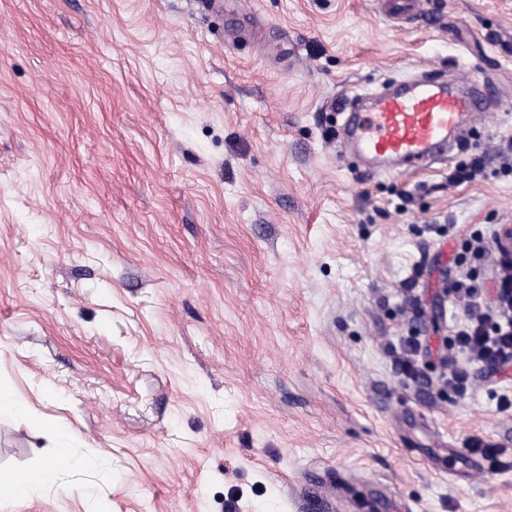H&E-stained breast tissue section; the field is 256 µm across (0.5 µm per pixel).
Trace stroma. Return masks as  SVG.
Listing matches in <instances>:
<instances>
[{
	"label": "stroma",
	"instance_id": "1",
	"mask_svg": "<svg viewBox=\"0 0 512 512\" xmlns=\"http://www.w3.org/2000/svg\"><path fill=\"white\" fill-rule=\"evenodd\" d=\"M238 7L0 0V471L77 461L0 512H512V369L447 384L512 225V0ZM429 72L495 101L445 159L339 152L340 99Z\"/></svg>",
	"mask_w": 512,
	"mask_h": 512
}]
</instances>
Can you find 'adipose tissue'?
<instances>
[{
	"instance_id": "1",
	"label": "adipose tissue",
	"mask_w": 512,
	"mask_h": 512,
	"mask_svg": "<svg viewBox=\"0 0 512 512\" xmlns=\"http://www.w3.org/2000/svg\"><path fill=\"white\" fill-rule=\"evenodd\" d=\"M56 438L57 445L53 454L43 467L0 475L1 502L26 498L33 488L53 485L61 473L74 467L70 434L60 430L57 431Z\"/></svg>"
}]
</instances>
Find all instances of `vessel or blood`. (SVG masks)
<instances>
[{"label": "vessel or blood", "mask_w": 512, "mask_h": 512, "mask_svg": "<svg viewBox=\"0 0 512 512\" xmlns=\"http://www.w3.org/2000/svg\"><path fill=\"white\" fill-rule=\"evenodd\" d=\"M370 100L355 108L338 148L356 151L372 169L400 173L429 166L488 110L482 83L432 74Z\"/></svg>", "instance_id": "obj_1"}]
</instances>
